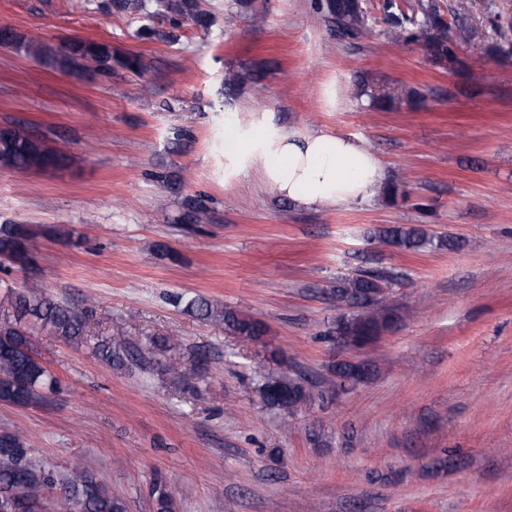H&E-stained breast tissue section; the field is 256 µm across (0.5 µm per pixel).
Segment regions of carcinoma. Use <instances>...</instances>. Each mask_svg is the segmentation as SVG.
Wrapping results in <instances>:
<instances>
[{
  "instance_id": "cac0c4a2",
  "label": "carcinoma",
  "mask_w": 512,
  "mask_h": 512,
  "mask_svg": "<svg viewBox=\"0 0 512 512\" xmlns=\"http://www.w3.org/2000/svg\"><path fill=\"white\" fill-rule=\"evenodd\" d=\"M118 13L163 17L170 21L171 30L159 31L147 24L137 30L143 39L176 42V30L190 21L207 30L215 22L214 13L201 0H112ZM314 10L340 37L357 39L369 31V20L361 0H314ZM379 10L388 26L390 38L397 43L421 45L429 58L441 66L459 64L457 48L481 37L473 26L453 24L445 18L436 0H414L403 6L400 0H381ZM0 45L11 46L54 70L84 75L86 60L92 59L97 70L105 75L119 68L139 74L144 68L137 54L115 55L106 43L87 46L69 41L66 48H56L26 37L10 27L0 28ZM258 72L230 71L224 76L225 95L233 97L248 78ZM75 157L58 153L47 144L30 137L29 129L16 125L0 130V168L20 172H45L62 162L74 163ZM184 219L191 224H205L209 209L201 201L189 199ZM42 230L28 224H0V255L13 259L21 267L29 261V242ZM374 237L383 243H393L405 251L424 249L444 250L458 247V241L447 236H434L416 224H395L375 230ZM398 275L387 269H363L355 275L336 280L332 296L340 304L356 302L358 313L342 315L336 321L353 326L358 335L371 343L374 336L391 327L397 314L390 307L373 306L366 302L368 294L390 288ZM0 298V403L28 406L43 399V390H52L59 380L43 365L37 346L32 340L36 331L45 332L66 344L79 346L87 341L90 311L75 308L46 296L40 286L24 288L4 285ZM185 310L202 320H222L234 336L256 341L266 333L265 325L251 316L227 308L223 303L206 298L188 301ZM96 353L107 363L122 359L125 342L109 336L94 344ZM292 393L297 404L312 403L315 397L301 384L292 380H271ZM60 484L64 494L58 498L46 496V491ZM0 512H128L127 503L86 470L57 476L36 463L31 457V445L17 431L0 433Z\"/></svg>"
}]
</instances>
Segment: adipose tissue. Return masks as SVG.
I'll use <instances>...</instances> for the list:
<instances>
[{
  "label": "adipose tissue",
  "instance_id": "1",
  "mask_svg": "<svg viewBox=\"0 0 512 512\" xmlns=\"http://www.w3.org/2000/svg\"><path fill=\"white\" fill-rule=\"evenodd\" d=\"M224 153L278 196L309 210L366 200L385 176L381 159L361 142L328 131L285 134L265 114L244 128L229 122Z\"/></svg>",
  "mask_w": 512,
  "mask_h": 512
}]
</instances>
